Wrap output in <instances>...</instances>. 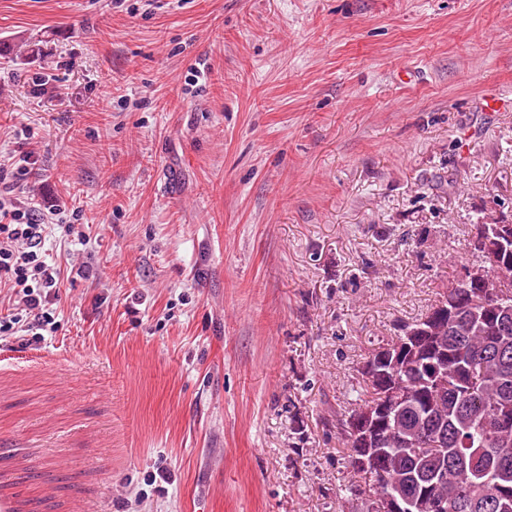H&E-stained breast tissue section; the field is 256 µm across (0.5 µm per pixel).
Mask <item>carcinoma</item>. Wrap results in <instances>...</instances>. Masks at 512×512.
Listing matches in <instances>:
<instances>
[{
    "mask_svg": "<svg viewBox=\"0 0 512 512\" xmlns=\"http://www.w3.org/2000/svg\"><path fill=\"white\" fill-rule=\"evenodd\" d=\"M475 225L469 252L493 288L448 282L363 368L366 398L336 419L349 490L375 512H512V240ZM398 403L387 427L377 412Z\"/></svg>",
    "mask_w": 512,
    "mask_h": 512,
    "instance_id": "obj_1",
    "label": "carcinoma"
}]
</instances>
